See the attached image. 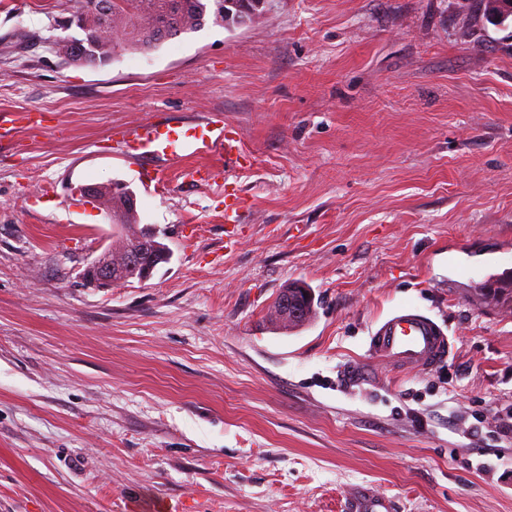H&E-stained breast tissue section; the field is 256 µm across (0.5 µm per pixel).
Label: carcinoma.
<instances>
[{
	"mask_svg": "<svg viewBox=\"0 0 512 512\" xmlns=\"http://www.w3.org/2000/svg\"><path fill=\"white\" fill-rule=\"evenodd\" d=\"M101 0H80L70 20L81 35L54 43V53L68 66L102 64L122 52L147 53L182 34L202 29L208 19L224 24L225 0H108V13L98 9ZM128 186L119 181L98 194L100 205L112 210V258L123 259L138 239L136 211L128 206ZM498 287L473 289L472 300H491L512 308V273L497 278Z\"/></svg>",
	"mask_w": 512,
	"mask_h": 512,
	"instance_id": "cac0c4a2",
	"label": "carcinoma"
}]
</instances>
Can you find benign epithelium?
Returning a JSON list of instances; mask_svg holds the SVG:
<instances>
[{
    "mask_svg": "<svg viewBox=\"0 0 512 512\" xmlns=\"http://www.w3.org/2000/svg\"><path fill=\"white\" fill-rule=\"evenodd\" d=\"M266 3L267 0H231V9L224 11V16L228 19L246 14L251 16ZM171 258V250L160 240L157 230L149 225L139 243L125 254L121 265L112 264V248L109 247L85 266L80 279L89 288L110 290L118 283L150 279L153 272L160 265L170 262ZM312 303L310 290L300 285L286 290L278 300L281 314L296 322L306 320Z\"/></svg>",
    "mask_w": 512,
    "mask_h": 512,
    "instance_id": "1",
    "label": "benign epithelium"
}]
</instances>
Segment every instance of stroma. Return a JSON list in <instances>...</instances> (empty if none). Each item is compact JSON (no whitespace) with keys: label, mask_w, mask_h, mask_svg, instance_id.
Segmentation results:
<instances>
[{"label":"stroma","mask_w":512,"mask_h":512,"mask_svg":"<svg viewBox=\"0 0 512 512\" xmlns=\"http://www.w3.org/2000/svg\"><path fill=\"white\" fill-rule=\"evenodd\" d=\"M62 0H0V512H512V309L469 301L512 271V19L474 0H268L148 53L63 66ZM223 114L249 163L224 199L166 196L110 135ZM124 181L173 252L142 283L83 287ZM315 311L287 329L279 292ZM410 306L452 344L404 371L369 354ZM490 463L483 474L479 464ZM352 512H394L392 501L371 490H362L351 503Z\"/></svg>","instance_id":"stroma-1"}]
</instances>
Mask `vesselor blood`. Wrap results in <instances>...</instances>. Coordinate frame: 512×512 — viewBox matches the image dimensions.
Masks as SVG:
<instances>
[{
	"instance_id": "b4317fda",
	"label": "vessel or blood",
	"mask_w": 512,
	"mask_h": 512,
	"mask_svg": "<svg viewBox=\"0 0 512 512\" xmlns=\"http://www.w3.org/2000/svg\"><path fill=\"white\" fill-rule=\"evenodd\" d=\"M116 152L127 159H148L146 175L156 186H164L168 175L181 171L191 181L216 185L229 171L243 167L240 130L225 123L219 113L174 121L154 117L112 135ZM450 342L430 317L404 308L382 321L371 338L376 358L403 369L434 367L448 357ZM352 512H394L391 500L371 490L360 491L351 503Z\"/></svg>"
}]
</instances>
